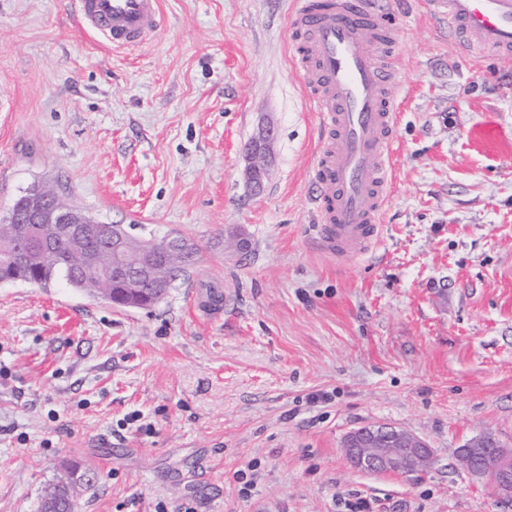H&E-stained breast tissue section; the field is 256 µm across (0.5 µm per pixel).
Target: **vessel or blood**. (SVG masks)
Here are the masks:
<instances>
[{
  "instance_id": "obj_1",
  "label": "vessel or blood",
  "mask_w": 512,
  "mask_h": 512,
  "mask_svg": "<svg viewBox=\"0 0 512 512\" xmlns=\"http://www.w3.org/2000/svg\"><path fill=\"white\" fill-rule=\"evenodd\" d=\"M428 2L465 57L512 56V0ZM290 17L293 60L322 131L314 242L344 259L378 242L394 184L398 31L380 0H290ZM76 19L113 49H134L157 33L159 0H76Z\"/></svg>"
}]
</instances>
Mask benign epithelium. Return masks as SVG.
Wrapping results in <instances>:
<instances>
[{
  "label": "benign epithelium",
  "instance_id": "1",
  "mask_svg": "<svg viewBox=\"0 0 512 512\" xmlns=\"http://www.w3.org/2000/svg\"><path fill=\"white\" fill-rule=\"evenodd\" d=\"M15 224L19 237L37 244V255L26 248H11L0 258L1 266L33 268L37 271L54 259V245L60 238L72 244L76 267L91 270L105 282L121 277L131 283L121 305L139 307L140 287L151 284L157 297L165 296L168 284L160 280V271L169 266L172 257L192 253L196 243L180 234L170 233L161 240L144 239L137 247L130 246L122 235H112L108 248L111 260L103 261L95 243L103 237V224L68 204L56 191L32 188L23 204L0 220ZM343 448L350 464L365 472L413 471L428 468L433 451L420 438L395 426L372 424L348 433ZM464 470L471 476L487 478L494 492L512 498V449L503 447L491 436H481L457 450Z\"/></svg>",
  "mask_w": 512,
  "mask_h": 512
}]
</instances>
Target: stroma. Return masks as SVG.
I'll list each match as a JSON object with an SVG mask.
<instances>
[{"label":"stroma","instance_id":"stroma-1","mask_svg":"<svg viewBox=\"0 0 512 512\" xmlns=\"http://www.w3.org/2000/svg\"><path fill=\"white\" fill-rule=\"evenodd\" d=\"M390 18L396 186L343 260L311 242L321 130L289 0H162L154 39L116 51L73 0H0V218L42 184L198 247L148 309L0 285V512H38L76 463L98 472L77 512H512L456 458L512 448V57L461 56L424 0ZM231 227L246 254L225 255ZM373 423L430 467L354 469L343 439Z\"/></svg>","mask_w":512,"mask_h":512}]
</instances>
